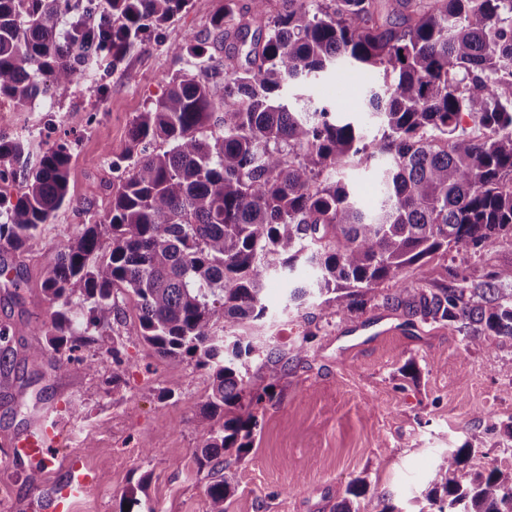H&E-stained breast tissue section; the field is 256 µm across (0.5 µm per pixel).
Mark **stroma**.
<instances>
[{"mask_svg": "<svg viewBox=\"0 0 512 512\" xmlns=\"http://www.w3.org/2000/svg\"><path fill=\"white\" fill-rule=\"evenodd\" d=\"M221 0H191L163 30L145 37L118 66L102 64L100 93L77 81L63 97L36 99L22 109L0 103V135L24 136L32 155L55 144L71 146V202L54 213L12 268L26 280L14 288L0 276V327L13 334L14 369L0 376V512H16L31 495L46 492L64 473L72 452L99 475L73 512H120L121 495L140 488V512H207V487L230 474L236 490L227 512H337L350 482L366 478L369 494L421 512L440 458L472 441L469 466L496 464L512 471V441L490 420L512 419V340L491 338L466 346L448 325L409 320L403 310L367 306L347 316L288 303L285 281L266 285L269 316L256 329L260 347L272 346L284 368L269 379L260 359L249 371L256 386L274 384L277 401L256 410L252 446L228 471L199 467L195 420L210 391L205 370L193 361L167 362L135 335L133 302L111 333L125 345L123 381L108 383L112 359L99 343L72 354L64 368L54 356L28 358L44 345L33 332L50 311L41 280L66 234L112 201V163L129 141L134 117L166 91L168 77L186 66L176 48L195 38L218 50L210 27ZM348 67L296 85L314 105L343 111ZM499 276L512 292V247L487 246L472 259L469 278ZM98 357V372L86 363ZM59 417L68 435L51 463L16 466L6 443L44 415ZM154 451L144 454L143 441Z\"/></svg>", "mask_w": 512, "mask_h": 512, "instance_id": "obj_1", "label": "stroma"}]
</instances>
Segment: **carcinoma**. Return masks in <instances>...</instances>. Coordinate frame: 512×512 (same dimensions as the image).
I'll use <instances>...</instances> for the list:
<instances>
[{"label": "carcinoma", "mask_w": 512, "mask_h": 512, "mask_svg": "<svg viewBox=\"0 0 512 512\" xmlns=\"http://www.w3.org/2000/svg\"><path fill=\"white\" fill-rule=\"evenodd\" d=\"M190 0H0V101L24 108L65 95L104 60L117 66ZM224 59L178 48L187 68L131 123L112 170V205L68 234L41 284L50 321L29 357L98 342L131 300L137 338L162 359H192L211 392L196 421L195 455L223 468L252 446L250 408L273 400L242 359L268 315L264 285L310 271L290 302H369L424 324L459 325L467 344L512 340V293L464 275L493 244L512 246V0H224L210 20ZM341 62L382 75L383 92L354 99L380 137L280 91ZM387 157L377 203L365 209L336 170ZM70 148L31 162L25 140L0 136V249L18 251L70 202ZM451 256L458 283L386 288L413 266ZM0 330V374L11 372ZM472 442L442 457L431 512H512V473L467 469ZM232 476L211 483L209 512H225ZM340 512H397L350 482Z\"/></svg>", "instance_id": "cac0c4a2"}]
</instances>
